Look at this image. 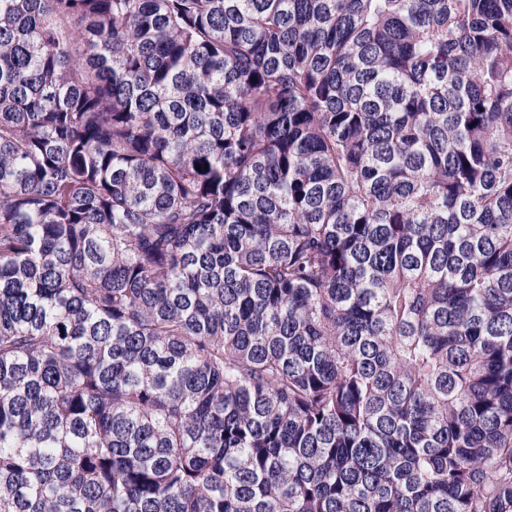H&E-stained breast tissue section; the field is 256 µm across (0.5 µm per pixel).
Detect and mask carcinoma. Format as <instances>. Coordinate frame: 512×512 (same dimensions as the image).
Here are the masks:
<instances>
[{
	"instance_id": "obj_1",
	"label": "carcinoma",
	"mask_w": 512,
	"mask_h": 512,
	"mask_svg": "<svg viewBox=\"0 0 512 512\" xmlns=\"http://www.w3.org/2000/svg\"><path fill=\"white\" fill-rule=\"evenodd\" d=\"M0 512H512V0H0Z\"/></svg>"
}]
</instances>
